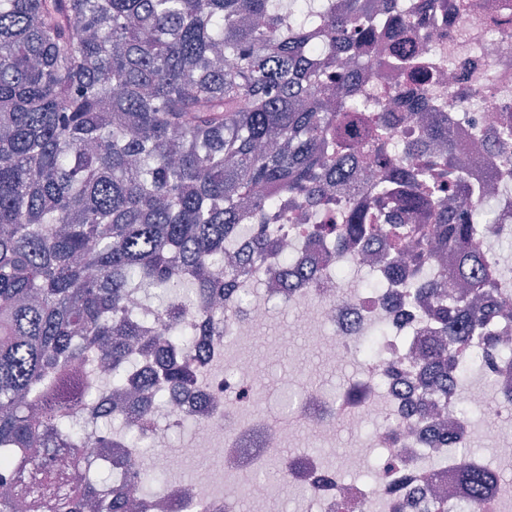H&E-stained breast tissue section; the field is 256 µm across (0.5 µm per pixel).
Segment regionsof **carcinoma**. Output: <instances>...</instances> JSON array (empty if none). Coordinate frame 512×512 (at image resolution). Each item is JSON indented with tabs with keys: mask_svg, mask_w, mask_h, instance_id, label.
<instances>
[{
	"mask_svg": "<svg viewBox=\"0 0 512 512\" xmlns=\"http://www.w3.org/2000/svg\"><path fill=\"white\" fill-rule=\"evenodd\" d=\"M281 2L0 0V465L67 484L31 498L29 512H125L133 492L155 496L137 466L136 485L78 479L76 414L95 392L121 395L139 347L158 349L154 380H194L196 351L224 335L215 301L241 272L224 269V253L242 241L257 261L276 257L288 287L305 284L311 271L278 240L262 230L244 239V217L265 226L279 198L323 207L368 156L393 173L373 210L426 208L432 235L360 211L321 229L343 250L384 240L389 271L414 246L417 277L405 288L435 303L438 324L418 350L422 396L464 389L463 347L495 341L481 262L493 213L467 184L457 143L428 129L420 145L444 143L445 158L397 161L359 112L358 71L342 62L357 30L387 52L415 31L375 0L308 13ZM312 24L336 60L319 61ZM136 291L140 317L129 308ZM190 310L213 336L193 338ZM109 404L92 413L113 437L105 447H140L122 418L132 404ZM49 431L68 439L69 474L34 455ZM459 472L467 506L481 512L493 470L465 462Z\"/></svg>",
	"mask_w": 512,
	"mask_h": 512,
	"instance_id": "carcinoma-1",
	"label": "carcinoma"
}]
</instances>
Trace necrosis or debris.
<instances>
[{"mask_svg":"<svg viewBox=\"0 0 512 512\" xmlns=\"http://www.w3.org/2000/svg\"><path fill=\"white\" fill-rule=\"evenodd\" d=\"M403 2V19L418 26L412 61L432 73L433 79L412 88L392 55L381 56L362 46L358 56L361 106L375 112L380 103L390 102L385 135L392 143L417 142L442 115H454L461 149L469 151L476 130L512 123V0H469L464 12L459 11L458 0H440L434 9L427 8L425 0ZM387 178L379 167H366L356 194L336 199L326 223H345L349 210L368 204L376 186ZM278 221L286 231L288 250L315 277L303 287L290 289L273 286L263 273L247 276L242 288L227 293L223 301L224 339L250 337L273 309L316 304V321L330 327L332 334L322 348L323 356L339 369L362 356L367 395L360 403H342L337 397L305 389L293 417L307 421L320 435H334L346 427L355 430L367 422L379 426L373 448H359L349 456L346 475L323 470L313 458L304 457L289 469L288 481L312 489L317 512H344L345 501L371 499L383 512H392L403 500L411 501L409 512H426L424 493L432 485L451 483L460 466L459 450L469 443L463 426L467 410L482 406L490 422L486 432L490 442L512 443V436L500 429L501 423L512 421V367L489 366L485 345H472L466 363L491 379L495 400L483 403L476 394L452 391L431 399L429 412H422L415 387L419 366L410 352L434 335L431 313L396 288L382 268L377 271L379 287L340 293L336 272L344 264H358V256L334 253L317 237L314 221L298 219L293 209L281 212ZM214 356L210 350L197 359L202 382L166 390L164 420L133 425L152 447L162 448L166 434L177 430L182 419H195L211 438L209 454L224 463L223 469L205 470L195 479L166 486L159 497L175 512H242L248 499L258 505L259 512H284L282 501L268 492L263 481H254L245 496L227 479L231 471L258 472L263 455L281 448L285 433L283 425L266 419L239 424L238 407L268 408L270 395L254 386L252 359L220 370ZM105 437L101 429L87 435L84 472L104 466L111 470L113 481L128 482L129 456H106ZM377 447L383 451V460L368 467ZM363 471L368 472V481H356V474Z\"/></svg>","mask_w":512,"mask_h":512,"instance_id":"4bbe7bcc","label":"necrosis or debris"}]
</instances>
